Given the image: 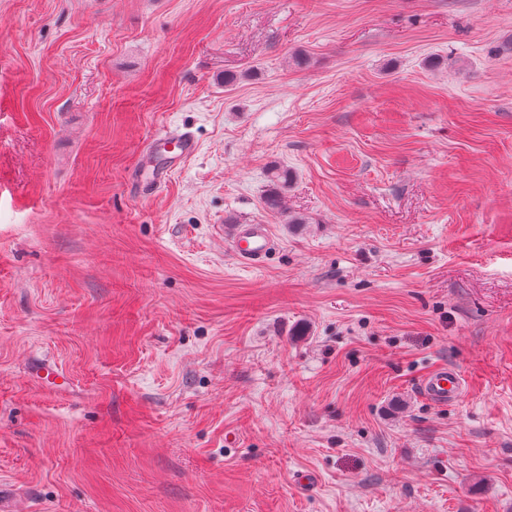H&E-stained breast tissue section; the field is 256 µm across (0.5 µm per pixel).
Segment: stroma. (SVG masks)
<instances>
[{
  "label": "stroma",
  "mask_w": 512,
  "mask_h": 512,
  "mask_svg": "<svg viewBox=\"0 0 512 512\" xmlns=\"http://www.w3.org/2000/svg\"><path fill=\"white\" fill-rule=\"evenodd\" d=\"M256 222L249 267L221 232ZM0 485L512 512V0H0ZM153 145L159 143L167 152L166 161L180 164L196 155L198 143L190 132H179L155 138ZM273 243L268 224H235L228 248L241 264L256 266L263 262ZM465 381L454 367H440L431 370L418 383V392L426 400L437 405L456 402L462 395Z\"/></svg>",
  "instance_id": "obj_1"
}]
</instances>
